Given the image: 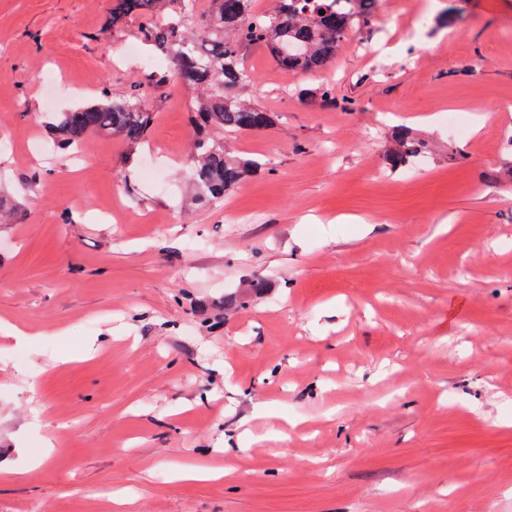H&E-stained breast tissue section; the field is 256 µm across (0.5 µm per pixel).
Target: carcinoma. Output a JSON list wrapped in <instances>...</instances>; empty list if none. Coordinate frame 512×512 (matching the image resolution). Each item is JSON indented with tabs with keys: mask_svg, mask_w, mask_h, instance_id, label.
<instances>
[{
	"mask_svg": "<svg viewBox=\"0 0 512 512\" xmlns=\"http://www.w3.org/2000/svg\"><path fill=\"white\" fill-rule=\"evenodd\" d=\"M195 0H112L106 25L115 29L138 22V36L154 55L172 59L176 79L190 93L189 112L194 129L192 159L186 176L194 189L192 204L205 208L244 180L262 172V163L245 154L231 156L224 138L265 130L276 116L246 100L243 88L251 81L244 53L261 47L276 67L289 74L321 73L336 62L350 36L371 29L380 0H275L267 11L254 10L253 0H206L201 27L188 32ZM325 14H320V11ZM463 19L455 0L435 17L438 28H454ZM148 88L136 84L115 98L103 89L98 96L66 111L52 112L43 124L55 151L70 155L90 135L117 139L131 152L146 141L155 113L146 105ZM298 97L336 103L334 86L302 88ZM425 143L404 128H396L384 145V164L391 171L410 167L424 153ZM24 200L7 183H0V224L21 212ZM268 292L257 281L244 292L224 295V307L248 303Z\"/></svg>",
	"mask_w": 512,
	"mask_h": 512,
	"instance_id": "obj_1",
	"label": "carcinoma"
}]
</instances>
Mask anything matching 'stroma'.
Returning <instances> with one entry per match:
<instances>
[{
    "mask_svg": "<svg viewBox=\"0 0 512 512\" xmlns=\"http://www.w3.org/2000/svg\"><path fill=\"white\" fill-rule=\"evenodd\" d=\"M111 5L0 0V178L27 196L0 226V512H512V180L484 179L512 162V0L453 30L383 0L313 75L249 49L279 120L231 144L269 172L196 210L189 96L125 61ZM138 82L139 158L32 150L45 113ZM322 82L335 104L298 98ZM448 109L492 119L455 139ZM396 124L429 142L405 173ZM267 285L262 281H257L247 288L244 292H231L224 294V309L242 306L248 303L252 298H258L268 292Z\"/></svg>",
    "mask_w": 512,
    "mask_h": 512,
    "instance_id": "stroma-1",
    "label": "stroma"
}]
</instances>
